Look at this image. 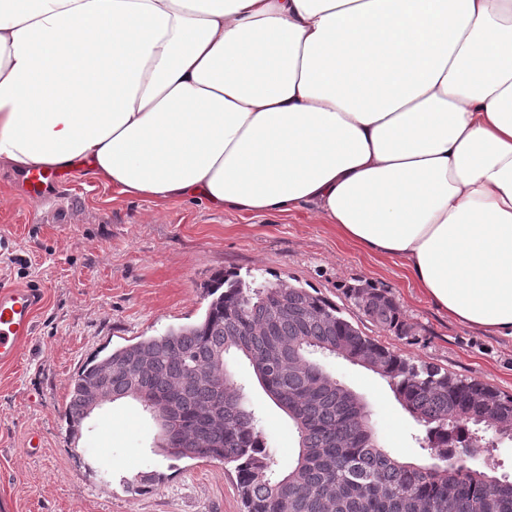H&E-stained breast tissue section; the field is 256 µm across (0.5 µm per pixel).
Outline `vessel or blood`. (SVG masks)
I'll return each instance as SVG.
<instances>
[{"label":"vessel or blood","instance_id":"1","mask_svg":"<svg viewBox=\"0 0 512 512\" xmlns=\"http://www.w3.org/2000/svg\"><path fill=\"white\" fill-rule=\"evenodd\" d=\"M21 184L25 195L52 204L62 197L66 179L58 171L33 168L23 175ZM42 300L37 288L0 289V364L16 359L22 342L32 333L34 314Z\"/></svg>","mask_w":512,"mask_h":512}]
</instances>
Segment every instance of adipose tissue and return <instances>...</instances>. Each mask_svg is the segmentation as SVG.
Instances as JSON below:
<instances>
[{
    "label": "adipose tissue",
    "instance_id": "obj_1",
    "mask_svg": "<svg viewBox=\"0 0 512 512\" xmlns=\"http://www.w3.org/2000/svg\"><path fill=\"white\" fill-rule=\"evenodd\" d=\"M0 163L311 207L512 338V0H0Z\"/></svg>",
    "mask_w": 512,
    "mask_h": 512
}]
</instances>
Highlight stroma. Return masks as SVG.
I'll return each mask as SVG.
<instances>
[{
    "instance_id": "stroma-1",
    "label": "stroma",
    "mask_w": 512,
    "mask_h": 512,
    "mask_svg": "<svg viewBox=\"0 0 512 512\" xmlns=\"http://www.w3.org/2000/svg\"><path fill=\"white\" fill-rule=\"evenodd\" d=\"M18 176L0 164V239L9 244L0 285L39 288L44 301L16 361L0 364V500L10 512H243L233 467L158 454L160 428L135 401L96 410L75 434L65 419L71 383L91 358L197 322L209 303L206 287L227 272L303 286L402 356L512 394L511 338L459 325L404 278L399 260L362 252L308 211L241 215L188 199L159 205L113 197L75 174L62 204L50 207L22 195ZM358 284L389 292L411 333L381 330L361 314L344 296ZM322 364L368 403L380 446L427 461L424 427L384 378L333 357ZM229 369L288 465L298 450L292 421L245 361ZM34 434L36 448L28 445ZM470 466L512 478V440L489 436ZM147 473L159 482L132 490Z\"/></svg>"
}]
</instances>
